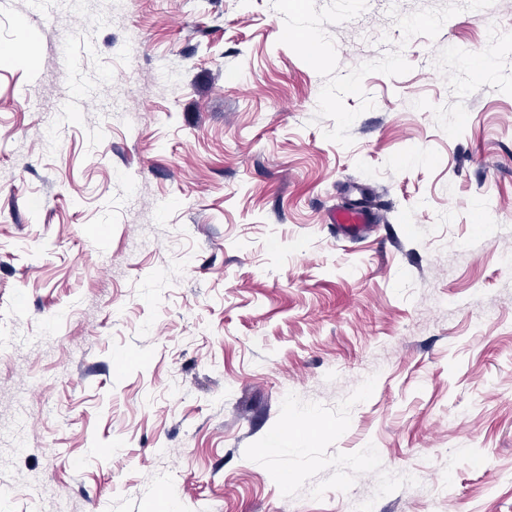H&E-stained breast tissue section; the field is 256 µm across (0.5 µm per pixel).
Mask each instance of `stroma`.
<instances>
[{
  "mask_svg": "<svg viewBox=\"0 0 512 512\" xmlns=\"http://www.w3.org/2000/svg\"><path fill=\"white\" fill-rule=\"evenodd\" d=\"M482 8L0 0V512L32 475L62 512H512V0ZM354 183L382 222L346 242Z\"/></svg>",
  "mask_w": 512,
  "mask_h": 512,
  "instance_id": "stroma-1",
  "label": "stroma"
}]
</instances>
